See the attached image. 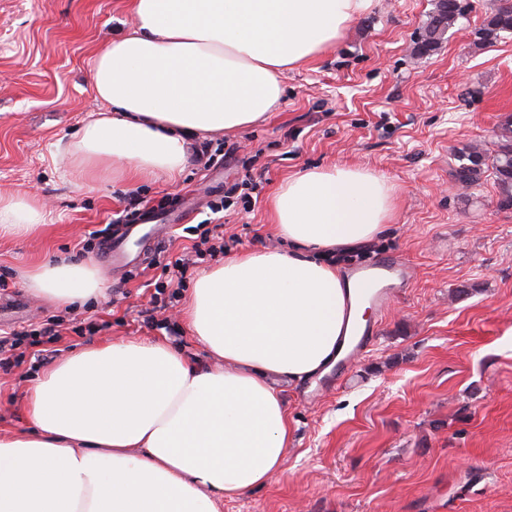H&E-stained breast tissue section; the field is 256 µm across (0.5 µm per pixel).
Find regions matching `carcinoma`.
<instances>
[{
    "instance_id": "carcinoma-1",
    "label": "carcinoma",
    "mask_w": 512,
    "mask_h": 512,
    "mask_svg": "<svg viewBox=\"0 0 512 512\" xmlns=\"http://www.w3.org/2000/svg\"><path fill=\"white\" fill-rule=\"evenodd\" d=\"M465 15L463 0H435V7L422 27L417 51L429 53L439 48L445 36ZM512 34V0H499L483 23L473 32V45L493 44ZM496 149L483 153L473 145L455 152L453 176L465 189L480 185L487 172H492L497 189V205L512 207V120L501 123L495 133Z\"/></svg>"
}]
</instances>
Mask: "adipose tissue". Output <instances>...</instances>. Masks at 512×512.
I'll use <instances>...</instances> for the list:
<instances>
[{"instance_id":"ef3b65f1","label":"adipose tissue","mask_w":512,"mask_h":512,"mask_svg":"<svg viewBox=\"0 0 512 512\" xmlns=\"http://www.w3.org/2000/svg\"><path fill=\"white\" fill-rule=\"evenodd\" d=\"M374 0H132L131 29L98 51L104 114L65 151L86 176L175 177L190 135L246 129L281 102L286 71L319 57ZM284 250L224 258L195 282L184 319L217 359L194 364L158 341L76 352L27 395L32 430L0 436V512H220L283 468L282 383L341 359L359 285L325 262L372 241L395 211L384 176L333 166L297 174L273 201ZM45 222L33 196H0V238ZM59 306L102 292L90 263L27 275Z\"/></svg>"}]
</instances>
